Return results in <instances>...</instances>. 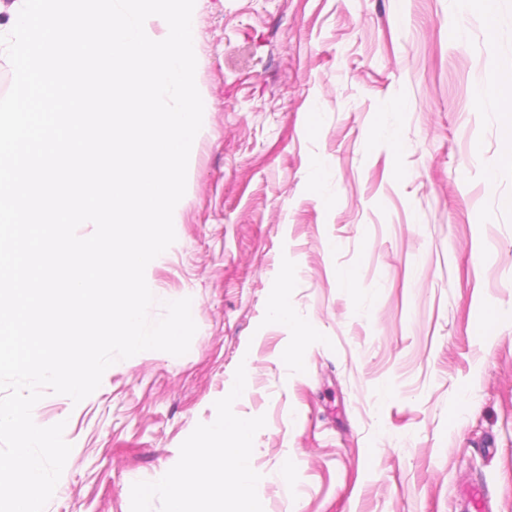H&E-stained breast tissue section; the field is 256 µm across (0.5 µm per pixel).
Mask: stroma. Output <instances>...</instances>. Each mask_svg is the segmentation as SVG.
I'll return each instance as SVG.
<instances>
[{"label": "stroma", "mask_w": 512, "mask_h": 512, "mask_svg": "<svg viewBox=\"0 0 512 512\" xmlns=\"http://www.w3.org/2000/svg\"><path fill=\"white\" fill-rule=\"evenodd\" d=\"M194 14L202 133L176 240L145 278L151 319L187 297L197 331L183 356L117 361L82 405L36 404L72 446L45 512H168L134 486L229 414L259 425L266 512H461L472 480L487 512H512L508 114L474 98L512 57V0L490 18L453 0ZM281 287L312 337L296 363L266 308Z\"/></svg>", "instance_id": "obj_1"}]
</instances>
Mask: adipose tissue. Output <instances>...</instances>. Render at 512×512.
<instances>
[{
	"label": "adipose tissue",
	"mask_w": 512,
	"mask_h": 512,
	"mask_svg": "<svg viewBox=\"0 0 512 512\" xmlns=\"http://www.w3.org/2000/svg\"><path fill=\"white\" fill-rule=\"evenodd\" d=\"M257 430L256 422L246 417L215 420L197 443L183 449L178 469L138 487V494L165 497L168 512H265L252 481ZM229 486L234 489L230 496L225 493Z\"/></svg>",
	"instance_id": "1"
}]
</instances>
